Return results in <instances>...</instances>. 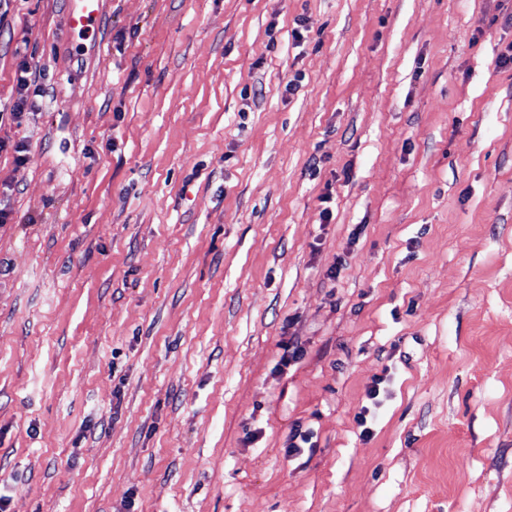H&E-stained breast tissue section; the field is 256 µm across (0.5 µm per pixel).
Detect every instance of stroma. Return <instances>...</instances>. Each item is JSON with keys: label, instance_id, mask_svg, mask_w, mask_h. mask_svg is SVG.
Wrapping results in <instances>:
<instances>
[{"label": "stroma", "instance_id": "stroma-1", "mask_svg": "<svg viewBox=\"0 0 512 512\" xmlns=\"http://www.w3.org/2000/svg\"><path fill=\"white\" fill-rule=\"evenodd\" d=\"M67 13L0 0L6 512H512V0ZM101 0H70L68 28L71 31H88L101 15ZM31 70L30 62L24 57L17 65L16 71V87H17V100L13 106L12 114L15 118H20L26 108L29 106V99L31 96L44 97L43 88L36 84L35 80L31 79L33 72ZM382 377H376L373 381V385L369 390V400L371 401V406H365L361 409V411L356 416L357 425L362 428L361 434L365 437H368L371 434V421H372V412L371 408L375 407L378 403V397L380 395V385L382 384Z\"/></svg>", "mask_w": 512, "mask_h": 512}]
</instances>
